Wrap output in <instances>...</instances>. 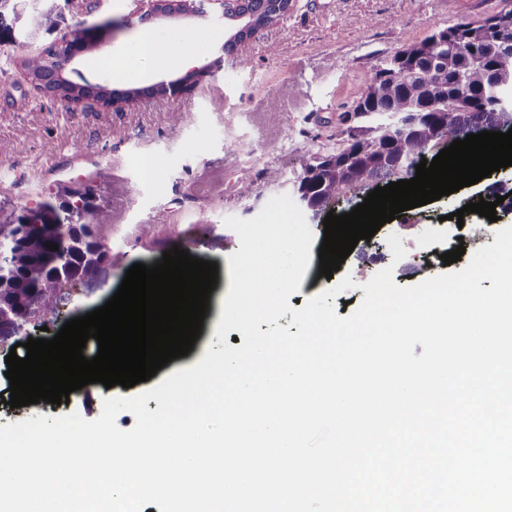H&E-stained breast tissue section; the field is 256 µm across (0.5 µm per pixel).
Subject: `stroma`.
Instances as JSON below:
<instances>
[{"label":"stroma","mask_w":512,"mask_h":512,"mask_svg":"<svg viewBox=\"0 0 512 512\" xmlns=\"http://www.w3.org/2000/svg\"><path fill=\"white\" fill-rule=\"evenodd\" d=\"M135 9L134 0H71L65 10L69 23L109 25L103 40L68 67L72 77L90 84L136 90V97L109 108L92 99L72 108L37 93L12 61L10 48L0 46V222L49 197L65 199L68 190L90 189L97 203L112 205L107 241L112 269L93 290L74 293L67 317L102 307L129 267L153 265L176 247L217 264L218 283L202 333L187 356L134 387L90 384L58 406L42 401L13 409L0 402V426L73 412L93 420L105 398L139 394L198 363L214 339L230 288L228 258L239 248L226 218L249 219L272 197L295 195L305 152H335L344 104L358 98L384 59L436 30L512 9V0H295L275 24L256 30L231 55L224 43L242 22L227 18L213 0H206L201 14H159L147 22ZM145 29L169 57L168 65L149 67L134 80L99 66V59L128 50ZM185 55L190 64H181ZM242 57L248 67L239 65ZM285 82L296 86L294 97L279 96ZM159 84L165 92L153 93ZM175 112L183 116L177 126L171 123ZM99 167L111 169L109 181L95 177ZM271 169L280 172L278 182L267 180ZM506 176L512 178V166L402 212L371 240H360L329 279L318 274L323 219L308 217L314 232L310 260L290 306L303 308L346 274L370 278L389 267L397 285L411 286L448 267L463 269L460 261L426 269L420 258L460 243L474 254L482 244L494 243L498 229L512 226V214L502 215L480 243L465 240L464 229L449 218L455 200L475 193L490 198ZM157 224L165 226V235L149 236ZM393 234L406 250L398 262L385 248Z\"/></svg>","instance_id":"1"}]
</instances>
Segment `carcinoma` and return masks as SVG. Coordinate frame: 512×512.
<instances>
[{"label":"carcinoma","instance_id":"carcinoma-1","mask_svg":"<svg viewBox=\"0 0 512 512\" xmlns=\"http://www.w3.org/2000/svg\"><path fill=\"white\" fill-rule=\"evenodd\" d=\"M286 0H243L231 15L249 16L270 25ZM483 20L438 30L403 46L366 80L360 97L340 116L365 121L339 131L336 153L311 155L297 190H306L315 213L349 195L411 179L427 154L438 155L456 139L484 130L512 128V9ZM63 20L54 7L17 9L0 0V43L9 45L39 93L78 104L93 98L105 106L130 98L131 92L68 84L54 61L51 43L31 49L28 36L50 31ZM98 29L74 24L66 49L87 52L99 40ZM112 229L108 213L89 192L75 190L59 204L44 200L18 219L9 247L0 255V347L15 345L21 325H39L57 316L77 285L90 286L112 268L106 241ZM51 242L58 249L51 250Z\"/></svg>","mask_w":512,"mask_h":512}]
</instances>
